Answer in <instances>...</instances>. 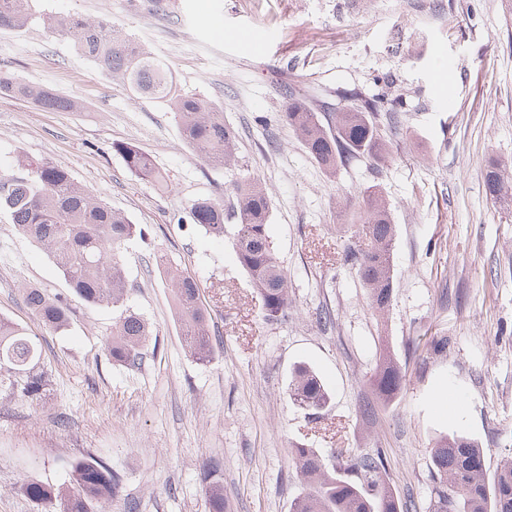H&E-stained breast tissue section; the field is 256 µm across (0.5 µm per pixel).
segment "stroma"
Wrapping results in <instances>:
<instances>
[{"mask_svg": "<svg viewBox=\"0 0 512 512\" xmlns=\"http://www.w3.org/2000/svg\"><path fill=\"white\" fill-rule=\"evenodd\" d=\"M54 14L105 17L173 69L176 91L212 101L238 134L239 164L209 168L168 108L99 74L40 25L0 31V68L78 99L45 112L0 98V169L17 156L65 166L147 230L123 251L128 305L152 328L140 366L111 363V308L73 301L65 334L23 302L66 284L46 252L0 219V317L39 337L52 385L40 404L0 398V512H38L23 483L61 485L83 458L121 477L93 512H207L203 471L219 463L230 512H292L303 491L291 449L323 457L385 449L393 492L426 512L430 450L454 431L477 441L488 471L512 458V202L487 195L490 160L512 171V0H43ZM385 94L407 109L381 128L385 160L330 173L281 119L293 98L319 114L340 94ZM147 153L168 185L141 182L115 151ZM242 176L271 200L269 232L288 273L285 320L264 319L231 236L190 224L199 198L232 202ZM377 187L396 226L392 302L377 316L345 258L351 217ZM165 257L200 284L217 349L186 353ZM384 340L406 370L390 403L369 379ZM330 404L289 396L297 365Z\"/></svg>", "mask_w": 512, "mask_h": 512, "instance_id": "35a3bbf8", "label": "stroma"}]
</instances>
